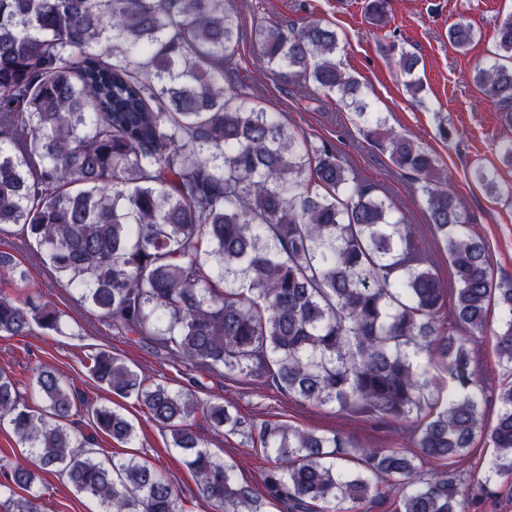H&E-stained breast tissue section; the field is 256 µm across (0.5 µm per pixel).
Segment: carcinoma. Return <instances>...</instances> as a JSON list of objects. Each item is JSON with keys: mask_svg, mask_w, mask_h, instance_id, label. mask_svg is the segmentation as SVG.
Wrapping results in <instances>:
<instances>
[{"mask_svg": "<svg viewBox=\"0 0 512 512\" xmlns=\"http://www.w3.org/2000/svg\"><path fill=\"white\" fill-rule=\"evenodd\" d=\"M388 10L389 0L366 5L377 23ZM242 35L237 0H0V233L19 227L55 280L117 334L303 405L418 417L429 408L430 369L448 373L453 395L418 421V451L408 455L285 422L256 425L222 401L148 381L108 350L85 354L96 383L169 433L209 512H267L284 501L362 512L395 489L400 512H478L499 480L512 481V381L498 387L487 422L475 349L498 312L496 353L512 376V280L494 279L486 243L469 231L436 159L390 130L336 63L335 29L312 19L287 32L257 20L254 49L270 74L301 77L386 145L425 198L448 289L414 225L334 145L308 141L232 78ZM473 37L464 23L448 30L459 49ZM495 39L474 81L511 127L512 14ZM387 51L419 94L417 57L393 43ZM474 178L502 192L496 171L478 167ZM63 316L39 301L14 252L0 250V336L57 332ZM32 395L33 405L0 370V426L28 449L0 483L11 512H40L35 483L49 473L66 475L98 512H193L147 460L100 458L76 422L86 417L130 445L136 427L123 414L88 404L46 366ZM199 417L270 459L265 495L206 449ZM481 439L495 448L484 475L423 476L425 462L462 457Z\"/></svg>", "mask_w": 512, "mask_h": 512, "instance_id": "cac0c4a2", "label": "carcinoma"}]
</instances>
